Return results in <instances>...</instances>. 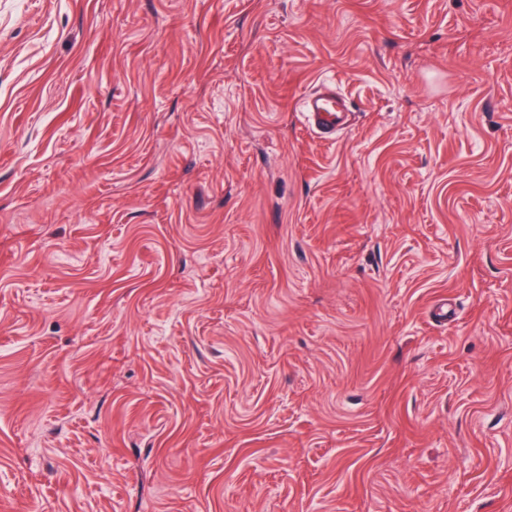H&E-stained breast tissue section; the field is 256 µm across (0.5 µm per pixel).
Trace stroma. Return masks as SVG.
<instances>
[{"label": "stroma", "mask_w": 512, "mask_h": 512, "mask_svg": "<svg viewBox=\"0 0 512 512\" xmlns=\"http://www.w3.org/2000/svg\"><path fill=\"white\" fill-rule=\"evenodd\" d=\"M0 512H512V0H0ZM302 110L313 130L321 137L335 140L349 123L350 106L345 97L323 85L302 100Z\"/></svg>", "instance_id": "1"}]
</instances>
